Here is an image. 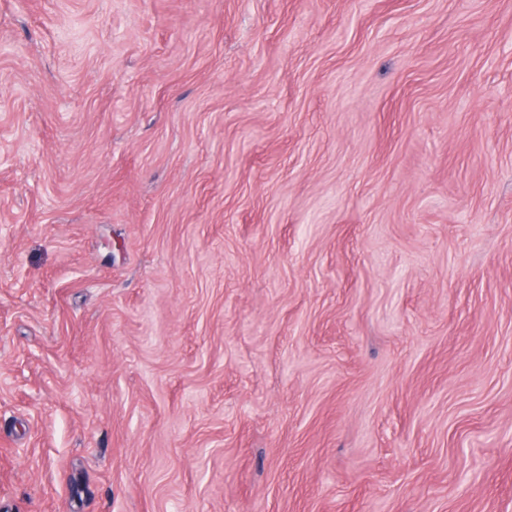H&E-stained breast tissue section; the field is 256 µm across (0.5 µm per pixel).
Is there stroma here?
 <instances>
[{
  "label": "stroma",
  "mask_w": 512,
  "mask_h": 512,
  "mask_svg": "<svg viewBox=\"0 0 512 512\" xmlns=\"http://www.w3.org/2000/svg\"><path fill=\"white\" fill-rule=\"evenodd\" d=\"M0 512H512V0H0Z\"/></svg>",
  "instance_id": "1"
}]
</instances>
